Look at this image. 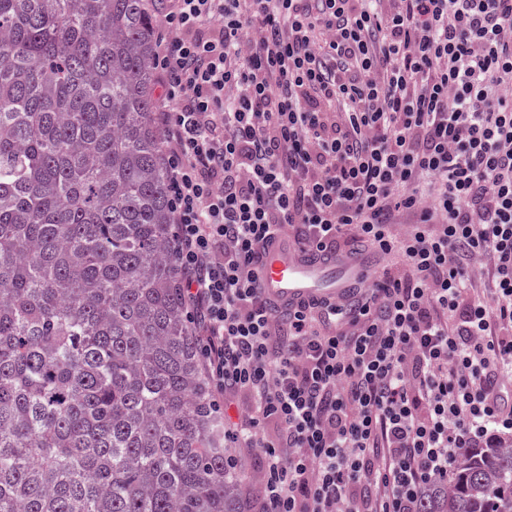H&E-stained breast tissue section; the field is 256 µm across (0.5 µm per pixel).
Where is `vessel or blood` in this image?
Listing matches in <instances>:
<instances>
[{
	"label": "vessel or blood",
	"instance_id": "b4317fda",
	"mask_svg": "<svg viewBox=\"0 0 512 512\" xmlns=\"http://www.w3.org/2000/svg\"><path fill=\"white\" fill-rule=\"evenodd\" d=\"M379 261L372 253L319 255L283 232L261 250L256 269L264 295L277 302H345L368 287Z\"/></svg>",
	"mask_w": 512,
	"mask_h": 512
}]
</instances>
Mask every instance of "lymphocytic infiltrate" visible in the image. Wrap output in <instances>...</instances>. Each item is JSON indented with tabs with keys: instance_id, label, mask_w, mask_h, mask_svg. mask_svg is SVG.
I'll return each mask as SVG.
<instances>
[{
	"instance_id": "f902f5d3",
	"label": "lymphocytic infiltrate",
	"mask_w": 512,
	"mask_h": 512,
	"mask_svg": "<svg viewBox=\"0 0 512 512\" xmlns=\"http://www.w3.org/2000/svg\"><path fill=\"white\" fill-rule=\"evenodd\" d=\"M167 2L170 253L214 389L251 399L224 436L266 461L256 512H420L512 435V0ZM292 224L382 255L368 291L276 316L254 264Z\"/></svg>"
}]
</instances>
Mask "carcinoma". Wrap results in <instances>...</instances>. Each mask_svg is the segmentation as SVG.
Wrapping results in <instances>:
<instances>
[{
  "instance_id": "obj_1",
  "label": "carcinoma",
  "mask_w": 512,
  "mask_h": 512,
  "mask_svg": "<svg viewBox=\"0 0 512 512\" xmlns=\"http://www.w3.org/2000/svg\"><path fill=\"white\" fill-rule=\"evenodd\" d=\"M144 0H0V512H250L169 254ZM421 512H512V437Z\"/></svg>"
}]
</instances>
